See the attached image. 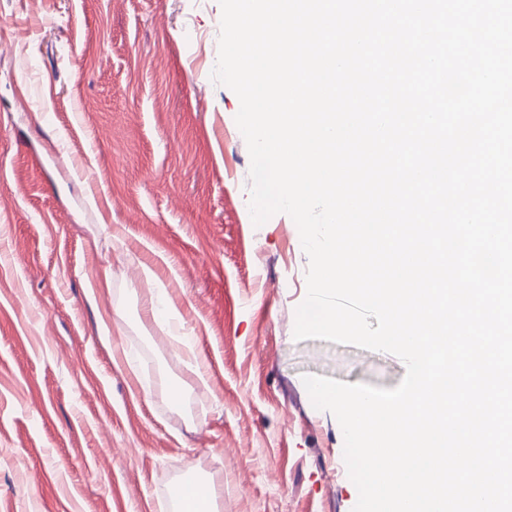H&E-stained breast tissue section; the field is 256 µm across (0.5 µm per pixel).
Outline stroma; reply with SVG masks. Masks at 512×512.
I'll list each match as a JSON object with an SVG mask.
<instances>
[{
  "label": "stroma",
  "mask_w": 512,
  "mask_h": 512,
  "mask_svg": "<svg viewBox=\"0 0 512 512\" xmlns=\"http://www.w3.org/2000/svg\"><path fill=\"white\" fill-rule=\"evenodd\" d=\"M220 21L218 0H0V512H174L187 472L219 512L357 503L302 378L390 389L405 365L295 340L309 260L288 214L252 221Z\"/></svg>",
  "instance_id": "35a3bbf8"
}]
</instances>
